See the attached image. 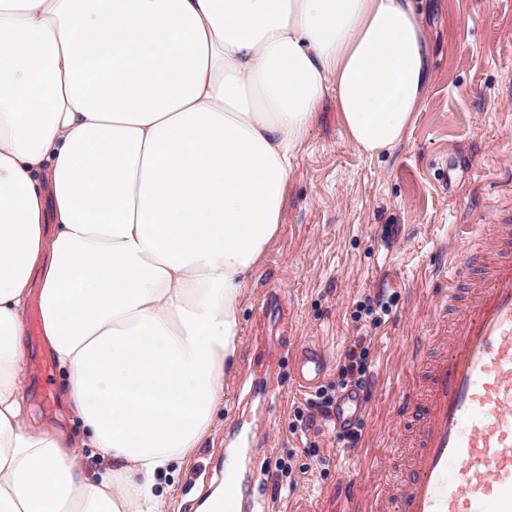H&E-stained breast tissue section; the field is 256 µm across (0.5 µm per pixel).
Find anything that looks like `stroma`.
<instances>
[{
    "mask_svg": "<svg viewBox=\"0 0 512 512\" xmlns=\"http://www.w3.org/2000/svg\"><path fill=\"white\" fill-rule=\"evenodd\" d=\"M422 21L433 81L405 143L377 159L361 155L325 101L295 162L280 232L239 310L224 408L190 461L158 478L174 512H196L223 482L228 428L243 411L242 379L262 366L278 375L281 393L254 494L274 498L280 512H359L377 488L393 407L436 290L476 233L512 209V0H423ZM380 293L392 298V310L362 330L353 312ZM365 332L370 385L357 446L327 422L294 429L307 395L291 388L292 352L319 344L331 360L324 385L337 390L345 355ZM26 357L34 415L68 427L62 371L35 336L26 339ZM288 465L297 485L281 491L277 475Z\"/></svg>",
    "mask_w": 512,
    "mask_h": 512,
    "instance_id": "1",
    "label": "stroma"
}]
</instances>
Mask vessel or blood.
I'll use <instances>...</instances> for the list:
<instances>
[{
    "label": "vessel or blood",
    "mask_w": 512,
    "mask_h": 512,
    "mask_svg": "<svg viewBox=\"0 0 512 512\" xmlns=\"http://www.w3.org/2000/svg\"><path fill=\"white\" fill-rule=\"evenodd\" d=\"M449 279L398 402L389 454L398 474L368 512H512V217L489 225ZM292 367L296 387L310 391L329 357L307 345ZM244 384L259 409L248 420L254 428L277 394L261 372ZM363 412L360 392L336 401L337 424ZM226 463L224 512H276L273 499L245 495L235 455Z\"/></svg>",
    "instance_id": "b4317fda"
}]
</instances>
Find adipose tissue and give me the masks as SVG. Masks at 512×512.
<instances>
[{
  "label": "adipose tissue",
  "instance_id": "ef3b65f1",
  "mask_svg": "<svg viewBox=\"0 0 512 512\" xmlns=\"http://www.w3.org/2000/svg\"><path fill=\"white\" fill-rule=\"evenodd\" d=\"M432 80L417 0H0V512H170L322 103L378 157ZM33 332L26 339V359H30L31 372L25 381L28 404L34 415L41 420L49 421L61 428L76 425L63 416L59 402V392L64 383L63 372L46 356L42 348L41 334L35 337Z\"/></svg>",
  "mask_w": 512,
  "mask_h": 512
}]
</instances>
